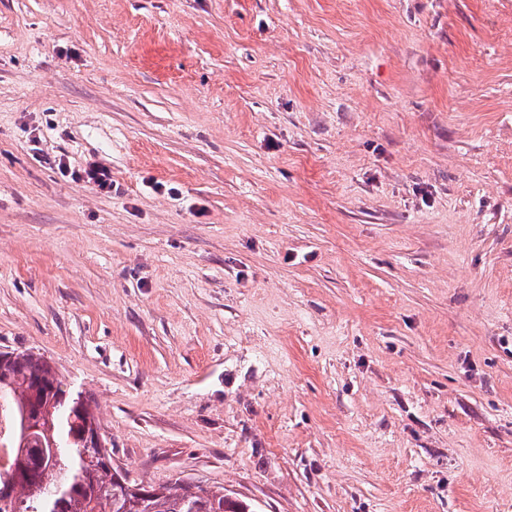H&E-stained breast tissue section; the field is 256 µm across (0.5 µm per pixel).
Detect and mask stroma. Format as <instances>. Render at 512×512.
<instances>
[{"mask_svg":"<svg viewBox=\"0 0 512 512\" xmlns=\"http://www.w3.org/2000/svg\"><path fill=\"white\" fill-rule=\"evenodd\" d=\"M14 349L132 482L512 512V0H0ZM59 169L63 175L71 177L75 181H81L93 185L101 192H111L112 173L99 164H87L84 168L72 170L64 163H59Z\"/></svg>","mask_w":512,"mask_h":512,"instance_id":"stroma-1","label":"stroma"}]
</instances>
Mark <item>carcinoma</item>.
Listing matches in <instances>:
<instances>
[{"label": "carcinoma", "instance_id": "1", "mask_svg": "<svg viewBox=\"0 0 512 512\" xmlns=\"http://www.w3.org/2000/svg\"><path fill=\"white\" fill-rule=\"evenodd\" d=\"M35 380L46 388L47 399L36 421L39 439L26 447L32 477L17 482L10 472L0 474V512H254L222 489L194 487L181 479L141 497L112 474V450L86 446L98 427L92 397L64 389L41 355L13 351L0 360V399L6 411L19 412ZM51 440L60 446L56 459L43 449Z\"/></svg>", "mask_w": 512, "mask_h": 512}]
</instances>
